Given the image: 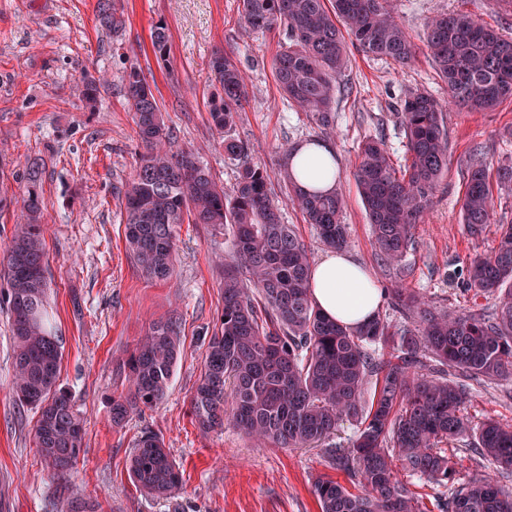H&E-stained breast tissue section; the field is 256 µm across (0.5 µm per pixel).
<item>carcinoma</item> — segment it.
<instances>
[{"instance_id": "cac0c4a2", "label": "carcinoma", "mask_w": 512, "mask_h": 512, "mask_svg": "<svg viewBox=\"0 0 512 512\" xmlns=\"http://www.w3.org/2000/svg\"><path fill=\"white\" fill-rule=\"evenodd\" d=\"M249 30L283 26L286 43L273 58L288 103L309 112L324 129L332 126L336 78L350 58L344 34L367 56L399 65L414 57V44L394 16L390 0H240ZM98 20L112 31L125 20L114 0H98ZM156 56L168 53V29L151 31ZM424 45L448 85L441 101L412 92L401 104L405 164L396 167L385 141L359 147L353 172L375 244L389 264L412 247L415 225L424 223L448 167V106L469 112L494 109L512 99V39L464 12L425 23ZM218 92L209 103L213 125L228 131L248 102L245 72L227 52L211 60ZM123 92L134 112L145 152L129 177L115 187L122 199L126 244L141 274L152 281L175 269L178 227L207 224L232 236L233 259L224 263V312L208 341L203 369L190 397L195 426L204 433L228 424L249 438L281 448L318 447L342 423H355L347 448H327L329 466L357 488L330 478L315 482L320 512H424L420 494L399 471L448 489L441 512H512V489L491 474L467 483L455 479L449 443L469 428L464 412L470 380L512 376V225L502 228L496 248L470 260L464 283L476 295H497L495 309L451 315L399 285L395 308L417 318L414 329L383 315L358 327L322 314L310 298L311 263L305 243L281 220L279 201L268 188L267 169L249 159L245 142L224 137V155L238 162L229 191L218 185L194 152L176 146L162 109L140 69L125 72ZM85 107L99 109L98 83L79 88ZM279 162L289 201L330 248L348 244L342 222L343 189L308 193ZM42 165L27 168L21 224L3 253L8 279L6 307L12 336V394L37 410L34 443L54 474L71 470L82 451L84 420L60 383L64 352L48 312L41 190ZM494 201L489 169L467 172L461 221L478 235L491 223ZM247 277H242L239 267ZM180 350V324L157 321L120 365L128 391L112 396V423L122 426L166 395ZM476 447L498 472H512V428L485 422ZM133 482L146 494L171 499L181 486L163 438L145 431L131 456ZM61 512H98L95 502L68 497Z\"/></svg>"}]
</instances>
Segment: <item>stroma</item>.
<instances>
[{"instance_id":"1","label":"stroma","mask_w":512,"mask_h":512,"mask_svg":"<svg viewBox=\"0 0 512 512\" xmlns=\"http://www.w3.org/2000/svg\"><path fill=\"white\" fill-rule=\"evenodd\" d=\"M97 4L0 0V251L22 206L26 166L39 161L49 312L65 341L60 381L85 425L78 462L64 476L51 477L33 444L37 412L16 404L10 390L13 338L0 303V512H57L63 498L77 495L96 497L100 512H320L314 484L335 474L323 448L260 445L230 427L205 435L192 422L189 399L220 322L224 262L234 247L223 230L184 224L168 280H147L136 267L113 191L141 151L123 96L125 71L132 65L142 70L176 142L195 152L228 189L237 165L224 155L225 135L211 124L208 102L217 89L214 52L234 53L248 76L250 97L230 135L246 142L250 158L267 168L282 221L305 241L311 260L321 259L327 247L288 202L277 162L289 145L323 138L336 151L342 177L348 252L378 287L403 284L436 310L454 314L496 304L495 297L465 291L463 271L475 256L489 254L502 226L512 224V184L493 183L494 215L481 234L468 233L460 206L469 165L512 166V99L488 112L449 108L448 169L395 269L381 259L352 173L360 142L377 136L394 163H404L405 94L419 90L447 99L448 88L425 49L407 67L353 52L336 80L335 124L326 131L311 114L295 111L276 83L271 60L283 31L244 32L240 0H115L126 20L116 34L100 26ZM394 7L417 42L429 17L454 11L471 13L512 38V8L499 0H394ZM159 22L169 34L164 60L151 44ZM87 76L105 79L95 112L79 95ZM172 315L181 325V344L164 401L125 426H113L110 398L125 386L119 364L153 322ZM467 386L472 429L448 446L462 482L484 472L474 450L475 428L488 419L512 426V377ZM145 430L163 437L183 474L174 499L150 497L130 477L131 452Z\"/></svg>"}]
</instances>
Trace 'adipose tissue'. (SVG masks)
Instances as JSON below:
<instances>
[{
  "label": "adipose tissue",
  "mask_w": 512,
  "mask_h": 512,
  "mask_svg": "<svg viewBox=\"0 0 512 512\" xmlns=\"http://www.w3.org/2000/svg\"><path fill=\"white\" fill-rule=\"evenodd\" d=\"M290 166L298 184L308 192H329L338 173L334 149L326 142L293 146ZM311 299L329 318L355 327L367 323L382 305L383 296L369 272L346 250L327 252L311 268Z\"/></svg>",
  "instance_id": "1"
}]
</instances>
